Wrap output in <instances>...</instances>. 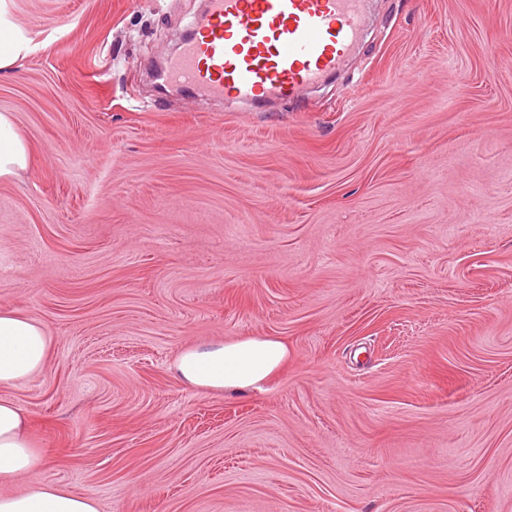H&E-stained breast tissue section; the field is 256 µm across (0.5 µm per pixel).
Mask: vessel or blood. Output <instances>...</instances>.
I'll use <instances>...</instances> for the list:
<instances>
[{"mask_svg": "<svg viewBox=\"0 0 512 512\" xmlns=\"http://www.w3.org/2000/svg\"><path fill=\"white\" fill-rule=\"evenodd\" d=\"M365 0H207L160 78L245 103L297 97L339 70L362 32Z\"/></svg>", "mask_w": 512, "mask_h": 512, "instance_id": "obj_1", "label": "vessel or blood"}]
</instances>
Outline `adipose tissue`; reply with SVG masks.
I'll list each match as a JSON object with an SVG mask.
<instances>
[{"label": "adipose tissue", "mask_w": 512, "mask_h": 512, "mask_svg": "<svg viewBox=\"0 0 512 512\" xmlns=\"http://www.w3.org/2000/svg\"><path fill=\"white\" fill-rule=\"evenodd\" d=\"M29 149L7 112L0 113V180L27 168ZM50 356V340L40 320L19 310H0V484L34 473L45 464L31 435V418L9 398L8 390L40 372ZM287 341L277 337L241 336L182 347L172 369L201 391L239 392L279 376L288 365ZM0 512H98L94 499L53 483L0 495Z\"/></svg>", "instance_id": "ef3b65f1"}]
</instances>
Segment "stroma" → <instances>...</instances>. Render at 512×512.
Wrapping results in <instances>:
<instances>
[{"label":"stroma","mask_w":512,"mask_h":512,"mask_svg":"<svg viewBox=\"0 0 512 512\" xmlns=\"http://www.w3.org/2000/svg\"><path fill=\"white\" fill-rule=\"evenodd\" d=\"M29 165L0 181L10 390L99 512H512V0H369L336 79L254 107L155 91L205 0H7ZM279 336L202 392L186 345ZM290 354L288 342L281 338L241 336L184 346L172 369L197 390L239 392L275 379L288 366Z\"/></svg>","instance_id":"1"}]
</instances>
